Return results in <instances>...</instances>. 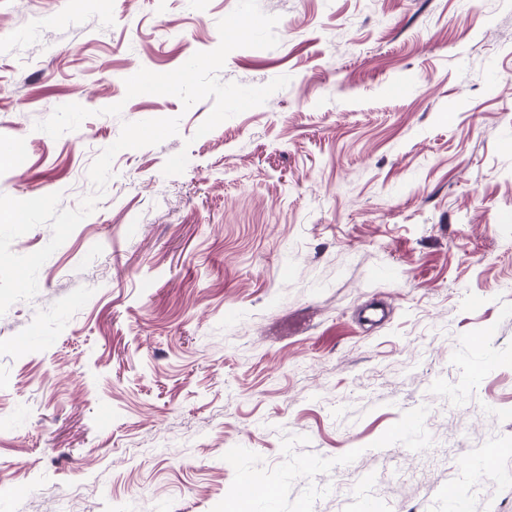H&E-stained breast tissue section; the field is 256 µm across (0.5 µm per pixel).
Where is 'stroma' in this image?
Instances as JSON below:
<instances>
[{"instance_id":"stroma-1","label":"stroma","mask_w":512,"mask_h":512,"mask_svg":"<svg viewBox=\"0 0 512 512\" xmlns=\"http://www.w3.org/2000/svg\"><path fill=\"white\" fill-rule=\"evenodd\" d=\"M18 140L0 512H512V0H0ZM235 491L242 497L252 498L268 493L269 487L261 471L247 470L240 475Z\"/></svg>"}]
</instances>
